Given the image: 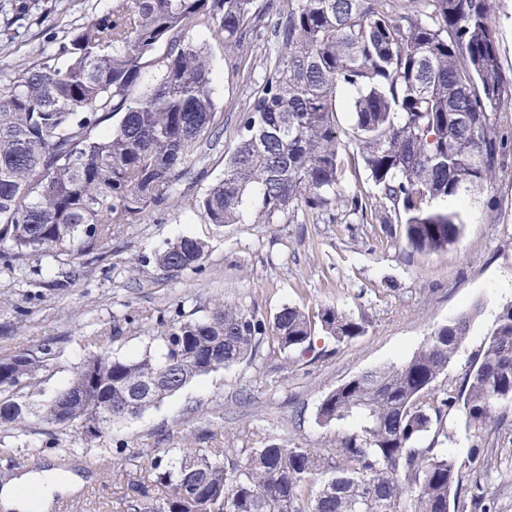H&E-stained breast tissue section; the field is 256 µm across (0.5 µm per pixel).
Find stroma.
Masks as SVG:
<instances>
[{"mask_svg": "<svg viewBox=\"0 0 512 512\" xmlns=\"http://www.w3.org/2000/svg\"><path fill=\"white\" fill-rule=\"evenodd\" d=\"M62 14L32 28L25 42L0 45V84L18 78L43 51L65 43L71 27L105 10L112 0H63ZM206 43L215 80V123L219 139L203 146L196 179L183 182L179 202L135 224L123 225L112 241L90 256L67 253L34 256L20 267L0 259V355L54 346V358L40 374L34 404L67 385L86 358L89 343L109 337L119 358L161 357L163 329L157 316L208 315L228 301L272 322L284 306L316 317L336 306L363 327L360 336L339 343L316 331L309 351L287 354L264 342L240 363L190 383L140 415L103 428L88 439L54 425L21 431L0 428V444L18 451V463L0 471L25 473V451L43 449L55 464L68 451L83 484L63 493L82 512H121L129 479L140 477V457H170L180 448H259L279 439L311 451L333 447L355 422L321 425L318 407L326 394L363 372L412 356L433 328L473 303L482 311L437 387L461 380L495 326L499 307L512 302V110L499 112L506 149L495 179L467 196L458 240L434 252L408 249L403 224L338 210L328 220L295 210L280 224H208L190 203L223 178L224 162L236 145L238 119L261 80V70L244 76L236 56L198 29ZM182 236L203 241L206 257L198 268L164 272L157 255ZM74 270L66 287H50L59 270ZM125 331L112 338L114 323ZM509 425L487 428V445L499 448L497 512H512V405ZM120 459L114 475L100 477L104 457Z\"/></svg>", "mask_w": 512, "mask_h": 512, "instance_id": "obj_1", "label": "stroma"}]
</instances>
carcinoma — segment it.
Listing matches in <instances>:
<instances>
[{
	"instance_id": "obj_1",
	"label": "carcinoma",
	"mask_w": 512,
	"mask_h": 512,
	"mask_svg": "<svg viewBox=\"0 0 512 512\" xmlns=\"http://www.w3.org/2000/svg\"><path fill=\"white\" fill-rule=\"evenodd\" d=\"M114 0L79 24L67 43L0 89V255L16 266L68 250L91 255L131 224L176 198L193 178L204 142L219 139L213 69L194 37L208 29L248 60L252 37L276 44L263 57L262 81L238 122L224 177L191 203L217 227L246 213L278 224L289 209L367 211L345 195L336 98L354 92L356 153L378 189L375 219L398 213L414 251L456 241L460 214L448 202L484 189L502 165L496 113L512 107L491 0ZM431 7L427 17L417 9ZM53 0H0V41L10 46L51 17ZM160 56H155L158 49ZM205 244L184 236L157 258L160 269L197 267ZM478 307L431 332L434 339L401 362L370 370L322 399L323 425L352 417L360 428L323 451L272 440L243 449L188 448L173 459L141 455L153 486L128 483L125 512H495L488 483L498 449L473 448L458 460L420 439H450L443 418L458 410L475 437L502 425L512 404V305L463 380L445 373L468 336ZM322 330L345 342L363 327L333 306ZM162 360L118 358L101 347L40 409L16 408L33 390L52 348L0 358V424L103 426L141 413L122 410L130 385L154 379L158 401L194 379L240 362L270 338L281 352H306L315 328L293 306L267 325L228 302L209 315L163 323ZM111 410L104 411L105 404ZM329 475L321 484L314 477Z\"/></svg>"
}]
</instances>
